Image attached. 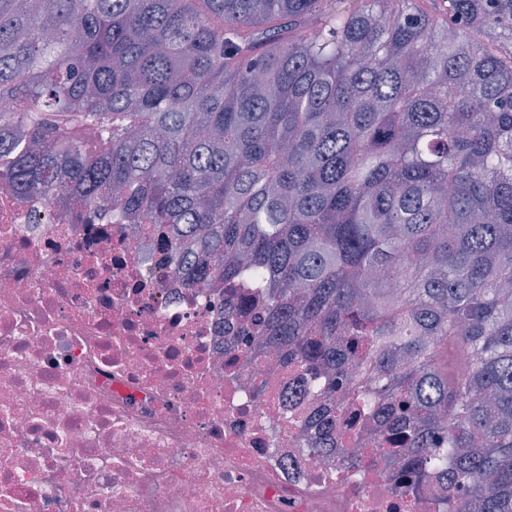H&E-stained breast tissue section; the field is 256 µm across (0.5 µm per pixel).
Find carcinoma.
Segmentation results:
<instances>
[{
  "label": "carcinoma",
  "instance_id": "cac0c4a2",
  "mask_svg": "<svg viewBox=\"0 0 512 512\" xmlns=\"http://www.w3.org/2000/svg\"><path fill=\"white\" fill-rule=\"evenodd\" d=\"M0 98L19 193L274 279L267 340L384 384L377 462L445 431L448 496L512 512V0H0Z\"/></svg>",
  "mask_w": 512,
  "mask_h": 512
}]
</instances>
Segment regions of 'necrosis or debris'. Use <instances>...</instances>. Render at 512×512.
Here are the masks:
<instances>
[{"label": "necrosis or debris", "mask_w": 512, "mask_h": 512, "mask_svg": "<svg viewBox=\"0 0 512 512\" xmlns=\"http://www.w3.org/2000/svg\"><path fill=\"white\" fill-rule=\"evenodd\" d=\"M170 237L0 180V512H445L358 462L380 416L251 345L265 278L190 285Z\"/></svg>", "instance_id": "necrosis-or-debris-1"}]
</instances>
